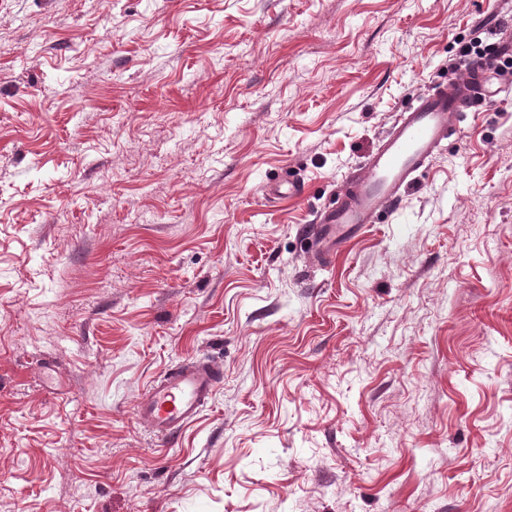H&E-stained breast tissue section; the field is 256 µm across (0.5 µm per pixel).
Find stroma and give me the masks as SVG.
<instances>
[{"label": "stroma", "mask_w": 512, "mask_h": 512, "mask_svg": "<svg viewBox=\"0 0 512 512\" xmlns=\"http://www.w3.org/2000/svg\"><path fill=\"white\" fill-rule=\"evenodd\" d=\"M506 28L512 0H0V512H512V92L332 263L298 235ZM186 359L224 377L161 448L133 407Z\"/></svg>", "instance_id": "35a3bbf8"}]
</instances>
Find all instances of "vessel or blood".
I'll use <instances>...</instances> for the list:
<instances>
[{
	"label": "vessel or blood",
	"mask_w": 512,
	"mask_h": 512,
	"mask_svg": "<svg viewBox=\"0 0 512 512\" xmlns=\"http://www.w3.org/2000/svg\"><path fill=\"white\" fill-rule=\"evenodd\" d=\"M511 52L512 44L503 42L492 53L468 59L465 77L449 78L402 110L364 166L348 177L342 197L303 227L308 251L331 262L350 234L395 211L454 132L458 116L485 99L488 72ZM222 377V369L210 362L185 361L166 370L137 399V423L161 444H169L212 401Z\"/></svg>",
	"instance_id": "b4317fda"
}]
</instances>
